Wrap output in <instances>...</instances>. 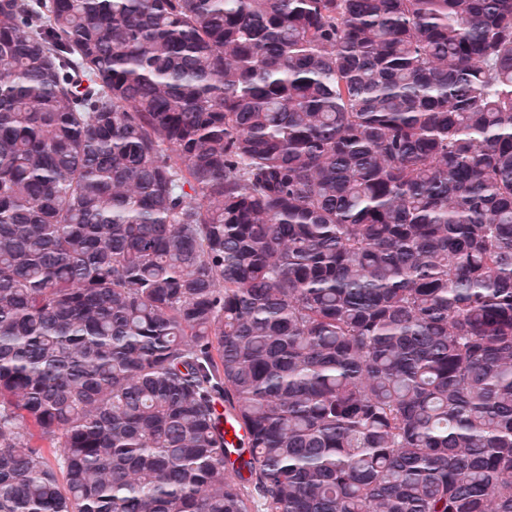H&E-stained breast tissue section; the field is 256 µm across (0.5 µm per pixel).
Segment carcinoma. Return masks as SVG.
I'll list each match as a JSON object with an SVG mask.
<instances>
[{
    "mask_svg": "<svg viewBox=\"0 0 512 512\" xmlns=\"http://www.w3.org/2000/svg\"><path fill=\"white\" fill-rule=\"evenodd\" d=\"M0 512H512V0H0Z\"/></svg>",
    "mask_w": 512,
    "mask_h": 512,
    "instance_id": "cac0c4a2",
    "label": "carcinoma"
}]
</instances>
